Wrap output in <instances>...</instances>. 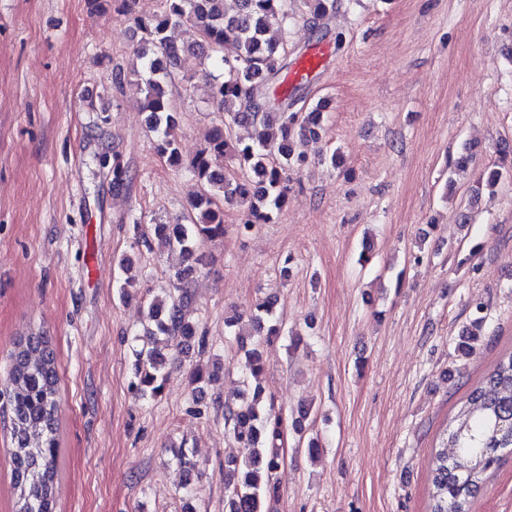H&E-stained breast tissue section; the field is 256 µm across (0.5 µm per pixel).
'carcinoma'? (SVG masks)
Returning a JSON list of instances; mask_svg holds the SVG:
<instances>
[{"label": "carcinoma", "instance_id": "cac0c4a2", "mask_svg": "<svg viewBox=\"0 0 512 512\" xmlns=\"http://www.w3.org/2000/svg\"><path fill=\"white\" fill-rule=\"evenodd\" d=\"M312 21L336 13L337 0H307ZM293 18L288 0H163V12L134 16L142 32L136 51L140 69L134 84L143 94L150 129L157 133L158 154L174 167L185 168L200 187L181 224H157L154 235L169 254L181 261L205 264L199 245L224 237V204L244 210L240 229L249 232L267 224L288 203V173L306 159L305 141L322 129L319 106L292 112L284 101L277 107L278 125L270 123L265 103L267 82L288 68V28ZM189 24L206 48L217 53L222 75L209 81V97L229 121L213 127L189 163H184L175 135V107L167 94L169 82L182 62L184 49L168 30ZM248 122L254 128L249 142L233 139L231 125ZM512 155L500 151V163L484 171L480 182L496 186L512 170ZM231 157L238 173L223 174L224 158ZM112 166V185L120 189L128 170L120 157L101 160ZM177 284L160 299L148 302L146 322L134 336V380L130 389L141 398H157L179 359L181 343L197 339L198 352H207L205 333L188 317L193 303L189 282L175 273ZM488 307L471 305L469 327L462 331L457 352L468 353L484 336ZM255 335L241 339L242 390L235 403L224 406L243 455L224 461L225 512H263L264 501L279 492L278 471L283 463L280 446L288 430L306 442L308 452L319 442L305 437L301 421H288L263 399L259 378L264 374L262 348L271 336L281 335L275 302L259 300L249 312ZM7 384L0 390V414L10 420L11 487L14 512H55L58 479L59 373L51 340L41 332L19 337L10 353ZM512 448V352L469 390L452 418L449 432L434 448L431 467L430 512H468L485 475L500 461L499 452Z\"/></svg>", "mask_w": 512, "mask_h": 512}]
</instances>
